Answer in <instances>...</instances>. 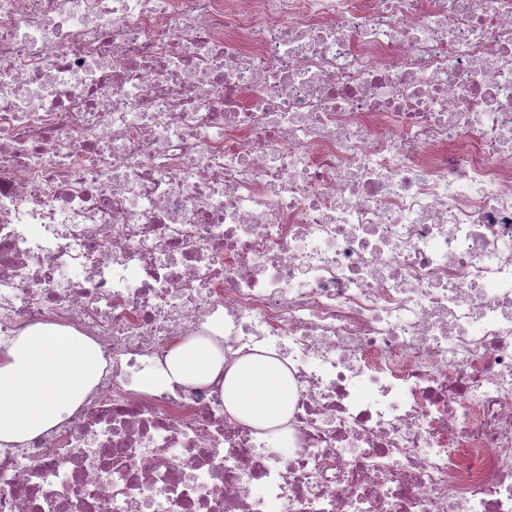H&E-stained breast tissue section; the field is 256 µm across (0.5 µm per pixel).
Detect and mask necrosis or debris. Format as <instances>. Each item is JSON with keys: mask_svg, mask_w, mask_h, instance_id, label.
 <instances>
[{"mask_svg": "<svg viewBox=\"0 0 512 512\" xmlns=\"http://www.w3.org/2000/svg\"><path fill=\"white\" fill-rule=\"evenodd\" d=\"M104 362L0 512H512V0H0V350ZM263 349L283 437L178 341ZM224 369L221 348L209 338L190 337L175 344L168 353L166 369L147 377V386L169 384H207Z\"/></svg>", "mask_w": 512, "mask_h": 512, "instance_id": "1", "label": "necrosis or debris"}]
</instances>
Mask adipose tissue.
Segmentation results:
<instances>
[{
    "label": "adipose tissue",
    "instance_id": "ef3b65f1",
    "mask_svg": "<svg viewBox=\"0 0 512 512\" xmlns=\"http://www.w3.org/2000/svg\"><path fill=\"white\" fill-rule=\"evenodd\" d=\"M97 345L75 331L36 325L0 353V443H23L61 423L97 382ZM222 379L226 409L268 428L288 418V372L274 356L256 352L225 367L220 347L190 337L168 353L166 368L146 385L207 384Z\"/></svg>",
    "mask_w": 512,
    "mask_h": 512
}]
</instances>
